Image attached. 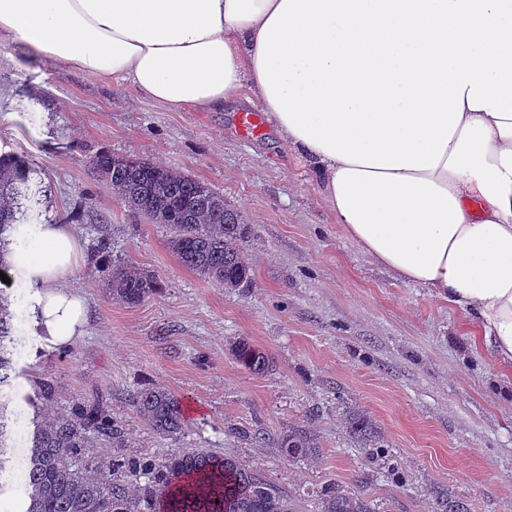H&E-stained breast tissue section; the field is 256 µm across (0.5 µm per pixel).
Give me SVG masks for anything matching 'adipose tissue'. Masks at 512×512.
<instances>
[{
	"label": "adipose tissue",
	"instance_id": "obj_1",
	"mask_svg": "<svg viewBox=\"0 0 512 512\" xmlns=\"http://www.w3.org/2000/svg\"><path fill=\"white\" fill-rule=\"evenodd\" d=\"M1 34L172 111L257 102L362 253L512 365V0H0ZM14 238L35 344H75L79 239Z\"/></svg>",
	"mask_w": 512,
	"mask_h": 512
}]
</instances>
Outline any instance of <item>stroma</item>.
<instances>
[{
    "label": "stroma",
    "instance_id": "obj_1",
    "mask_svg": "<svg viewBox=\"0 0 512 512\" xmlns=\"http://www.w3.org/2000/svg\"><path fill=\"white\" fill-rule=\"evenodd\" d=\"M256 104L171 112L128 86L66 69L0 36V151L24 156L46 194L34 224L73 225L84 255L72 282L87 297L86 336L39 349L23 277L7 290L15 313L14 369L5 386L27 457L37 382L54 405L102 397L131 453L206 448L237 457L313 512L326 482L373 500L379 512H437L451 495L470 512H512V371L475 351L463 313L429 289L373 264L343 234L311 165L268 124L242 125ZM100 150L135 154L209 183L239 210L251 235V287L220 288L183 266L164 227L132 217L89 167ZM112 257L150 270L159 292L113 303L103 283L112 258L91 261L100 235ZM247 339L272 360L256 375L229 353ZM162 386L183 405L176 440L159 437L129 396ZM360 411L383 446L368 457L344 419ZM302 432L310 461H288L279 442Z\"/></svg>",
    "mask_w": 512,
    "mask_h": 512
}]
</instances>
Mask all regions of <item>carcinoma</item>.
<instances>
[{"label": "carcinoma", "mask_w": 512, "mask_h": 512, "mask_svg": "<svg viewBox=\"0 0 512 512\" xmlns=\"http://www.w3.org/2000/svg\"><path fill=\"white\" fill-rule=\"evenodd\" d=\"M88 165L106 182L116 200L137 216L169 231L168 247L182 265L216 286L236 290L252 283L244 251L249 225L240 211L202 180L136 155L99 151ZM34 169L22 156L0 153V271L14 255L13 233L27 220L40 193ZM159 290L148 270L116 259L107 277L112 300L137 306ZM10 296L0 291V387L13 369ZM231 355L254 374L265 373L270 358L245 339L233 342ZM56 397L53 381H38L28 397L33 430L27 456L24 498L17 512H297L290 498L247 469L236 457L205 448H168L161 455L103 454L91 459L88 448H125L127 432L98 398L73 404L61 414L43 405ZM131 405L159 436L175 438L184 427L181 401L152 386L133 391ZM10 418L0 399V460L9 455L1 420ZM349 432L364 448H376L371 420L356 412L345 418ZM280 448L291 461L316 454L312 439L290 433ZM317 512H375L370 501L329 483L318 495Z\"/></svg>", "instance_id": "obj_1"}]
</instances>
